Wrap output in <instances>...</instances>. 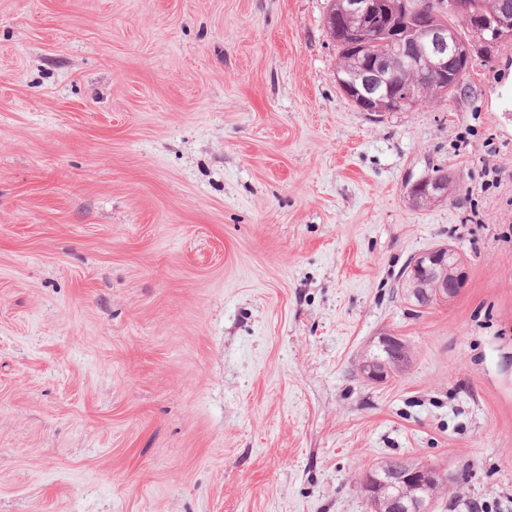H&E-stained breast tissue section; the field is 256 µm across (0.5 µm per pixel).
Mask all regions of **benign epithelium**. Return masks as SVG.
Instances as JSON below:
<instances>
[{"label":"benign epithelium","mask_w":512,"mask_h":512,"mask_svg":"<svg viewBox=\"0 0 512 512\" xmlns=\"http://www.w3.org/2000/svg\"><path fill=\"white\" fill-rule=\"evenodd\" d=\"M407 0H336V9L329 16L331 38L344 31L353 40L358 62L349 67L341 64L335 69L336 84L345 95L364 112L384 109L409 112L420 106V90L412 83L387 68L381 58L367 54L376 35L394 49V58L404 70L416 77L432 75L442 82L436 84L437 95L447 90L448 80L462 82L472 63V46L450 34L448 24L430 10L422 11L424 20L410 23L401 30L391 28L387 19L392 15L407 16ZM482 34L494 40L512 38V11L504 7L498 12L477 15ZM448 175L429 174L412 183L407 196L415 208L448 200ZM454 250L441 245L410 259L404 278L407 298L417 300L428 291L437 302L456 297L465 287L467 272L457 260L448 264ZM363 378L381 383L397 373V368L376 358L365 356L360 364ZM433 480L427 468H407L392 476V480L379 479L366 472L359 487L363 496L375 501L397 484L407 488L425 487ZM431 500L415 498L406 503L397 495L392 499V512H430Z\"/></svg>","instance_id":"1"}]
</instances>
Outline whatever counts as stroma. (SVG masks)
I'll use <instances>...</instances> for the list:
<instances>
[{
    "label": "stroma",
    "instance_id": "35a3bbf8",
    "mask_svg": "<svg viewBox=\"0 0 512 512\" xmlns=\"http://www.w3.org/2000/svg\"><path fill=\"white\" fill-rule=\"evenodd\" d=\"M326 6L0 0V512H370L389 457L512 512V39L378 117ZM443 244L466 286L416 309ZM448 175L429 174L412 183L407 189V196L415 208L437 204L448 200ZM454 252L450 246L441 245L412 257L408 262L404 278L406 295L408 299L414 300L417 308H423L416 304L422 291L426 293L429 290L431 298L436 302H448V299L456 297L465 287L467 272L460 260L451 265L454 274L448 279V258L453 257ZM360 372L363 378L369 382L381 383L386 381L391 375L397 373V368L386 362L379 361L366 355L361 364Z\"/></svg>",
    "mask_w": 512,
    "mask_h": 512
}]
</instances>
